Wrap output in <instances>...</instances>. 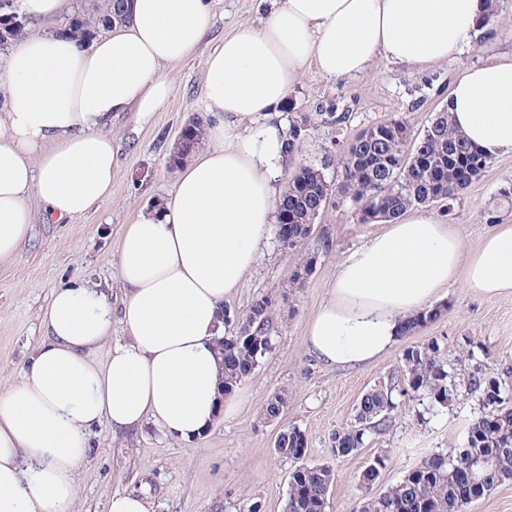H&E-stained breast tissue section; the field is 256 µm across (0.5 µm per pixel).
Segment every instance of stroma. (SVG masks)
<instances>
[{
  "label": "stroma",
  "instance_id": "1",
  "mask_svg": "<svg viewBox=\"0 0 512 512\" xmlns=\"http://www.w3.org/2000/svg\"><path fill=\"white\" fill-rule=\"evenodd\" d=\"M499 5L496 21L457 58L422 73L381 58L361 75L333 82L307 65L303 82L275 115L287 126L299 117L308 118L299 163L323 169L334 184L340 170L330 157L337 142L395 119L406 123L411 138L420 137L435 112L447 104L450 85L464 67L512 51V0H499ZM240 22L259 24L256 0H213L210 28L197 51L165 69L173 86L167 105L145 124L133 112L113 119L109 131L119 166L109 200L67 224L43 223L41 204L30 200L36 215L31 235L20 244L14 261L0 264V392L18 380L22 366L44 340L43 314L55 288L91 282L110 296L113 310H120L122 227L140 207L172 192L177 171L169 167L168 158L181 128L195 117L208 124L216 121L204 96L205 60ZM510 184L512 155H505L492 159L460 199L433 203L429 209L470 251L492 230L491 202ZM316 224L329 232L328 251L312 247L286 253L277 239H270L258 264L225 301L228 310L240 316L260 295L287 297L271 349L235 390L242 400L240 410L217 416L202 437L189 441L168 436L151 421L117 434L108 424L97 425L90 453L75 474L73 512H105L107 499L117 491L148 494L152 512H247L254 503L259 512H285L295 462L276 452L275 440L286 427L304 432L305 463L328 462L334 468L325 512H354L361 496L359 476L375 458L385 460L374 486L381 492L425 455L464 444L469 424L480 413L475 398L462 395L443 407L399 395L386 430L368 433L352 456L336 459L331 454L332 433L353 422L355 407L367 390L389 374L401 373L408 346L435 338L454 360L468 337L486 351L482 370L512 365V295L483 298L450 288L438 303L441 316L401 337L377 361L363 367L326 366L307 350V324L327 299L349 251L384 225L359 223L352 202L336 194ZM308 259L313 262L311 273L301 286H294L293 272ZM277 394L285 397L286 407L269 423L261 418V408Z\"/></svg>",
  "mask_w": 512,
  "mask_h": 512
}]
</instances>
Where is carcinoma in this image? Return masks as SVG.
I'll use <instances>...</instances> for the list:
<instances>
[{"mask_svg": "<svg viewBox=\"0 0 512 512\" xmlns=\"http://www.w3.org/2000/svg\"><path fill=\"white\" fill-rule=\"evenodd\" d=\"M129 19L112 0H102L93 17L72 18L65 25L67 36L84 44L92 42L99 31L121 25ZM26 18L15 0H0V46L20 37ZM189 132L179 142L172 162L188 157L203 142L188 121ZM404 122L395 120L361 130L351 141L343 142L337 163L342 169L337 193L349 199L362 224L400 218L408 209L429 205V198L456 200L478 179L488 165L485 156L453 126L449 106L435 113L424 134L411 141ZM330 192L323 170L300 165L288 176V183L278 204L293 227V244L288 252L308 245V225L315 223L324 210ZM279 303L272 295L257 298L238 318L235 333L217 339V349L224 355V394L235 388L256 368L272 340ZM441 314L435 308L408 320V335ZM407 387L390 379L365 392L356 405L355 423L335 431L331 451L336 458L356 453L367 433L378 431L391 422L395 408L394 394H410L446 405L462 393L477 398L480 415L467 429V440L460 448L426 455L418 466L408 471L395 485L380 493L372 492L382 458L375 459L359 477L364 495L356 512H466L464 496L465 468L472 467L483 492L491 491L512 479V368L500 372L466 371L448 361L439 340L431 339L407 349L403 356ZM285 399L275 396L266 401L261 417L271 421L280 417ZM306 437L295 428L282 429L276 439L278 454L301 460ZM334 481L328 463L300 464L291 474L288 512H325L326 496Z\"/></svg>", "mask_w": 512, "mask_h": 512, "instance_id": "carcinoma-1", "label": "carcinoma"}]
</instances>
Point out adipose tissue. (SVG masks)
Here are the masks:
<instances>
[{
    "mask_svg": "<svg viewBox=\"0 0 512 512\" xmlns=\"http://www.w3.org/2000/svg\"><path fill=\"white\" fill-rule=\"evenodd\" d=\"M65 0H20L46 29L0 56V263L33 224L71 222L112 195L118 166L104 131L113 116L147 121L173 92L166 65L192 54L210 0H131V19L85 45L49 31ZM487 0H258L209 54L204 92L218 118L180 172L172 196L139 209L118 257L126 289L112 341V303L88 282L55 289L46 340L0 393V512H72L88 432L154 420L180 440L202 435L236 399L221 390L215 353L224 300L257 262L282 195L288 135L267 117L315 61L330 80L385 58L422 72L460 53ZM453 123L489 157L512 153V55L466 68L450 91ZM461 284L512 294V225L472 252L431 213L388 224L351 251L311 318L308 350L329 366H365L401 337L410 316ZM104 361H96L98 352Z\"/></svg>",
    "mask_w": 512,
    "mask_h": 512,
    "instance_id": "1",
    "label": "adipose tissue"
}]
</instances>
